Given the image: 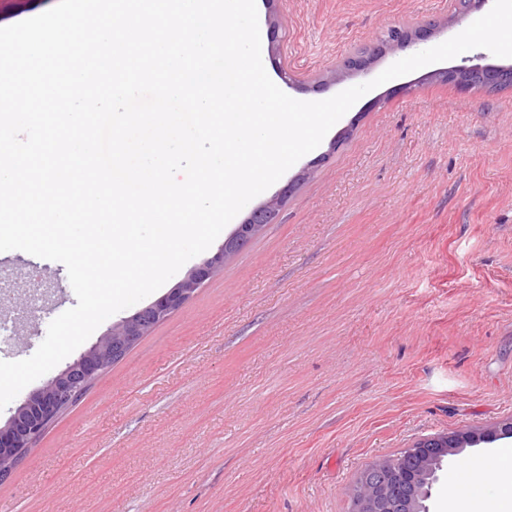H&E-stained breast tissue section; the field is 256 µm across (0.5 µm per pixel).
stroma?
<instances>
[{
    "label": "stroma",
    "instance_id": "35a3bbf8",
    "mask_svg": "<svg viewBox=\"0 0 512 512\" xmlns=\"http://www.w3.org/2000/svg\"><path fill=\"white\" fill-rule=\"evenodd\" d=\"M261 52L289 96L392 26L459 34L452 0H280ZM407 74L297 161L308 178L192 298L143 336L0 482V512H350L357 476L417 439L512 415V88ZM77 303L62 263L0 252V360L32 356ZM512 439L465 449L490 468Z\"/></svg>",
    "mask_w": 512,
    "mask_h": 512
}]
</instances>
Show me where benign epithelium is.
<instances>
[{
  "label": "benign epithelium",
  "instance_id": "1",
  "mask_svg": "<svg viewBox=\"0 0 512 512\" xmlns=\"http://www.w3.org/2000/svg\"><path fill=\"white\" fill-rule=\"evenodd\" d=\"M423 36L424 32L418 26L397 28L393 37L377 46L371 56L351 59L350 69L367 70L378 56L405 49ZM433 76L453 82L462 90L478 86L493 91L503 82L512 81V63L455 65L438 69ZM292 188L293 183H287L272 200L254 208L235 231L224 238V244L215 255L189 270L166 294L113 324L97 343L81 352L16 407L10 419L0 425V482L11 476L46 429L106 368L121 360L157 323L185 304L198 285L223 267L225 258L238 251L262 225L276 222ZM509 438H512V416L486 429L418 439L403 449L398 466L392 467L388 459L381 458L357 477L353 488V512H429L426 501L445 462L468 447Z\"/></svg>",
  "mask_w": 512,
  "mask_h": 512
}]
</instances>
